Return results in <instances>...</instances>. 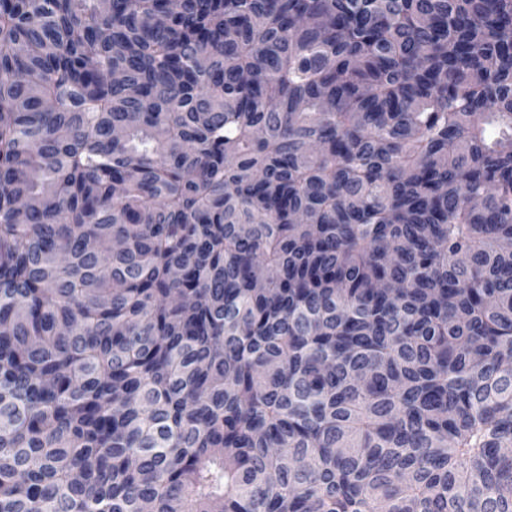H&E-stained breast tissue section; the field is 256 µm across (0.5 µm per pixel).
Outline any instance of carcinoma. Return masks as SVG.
Wrapping results in <instances>:
<instances>
[{
  "instance_id": "carcinoma-1",
  "label": "carcinoma",
  "mask_w": 512,
  "mask_h": 512,
  "mask_svg": "<svg viewBox=\"0 0 512 512\" xmlns=\"http://www.w3.org/2000/svg\"><path fill=\"white\" fill-rule=\"evenodd\" d=\"M0 512H512V0H0Z\"/></svg>"
}]
</instances>
